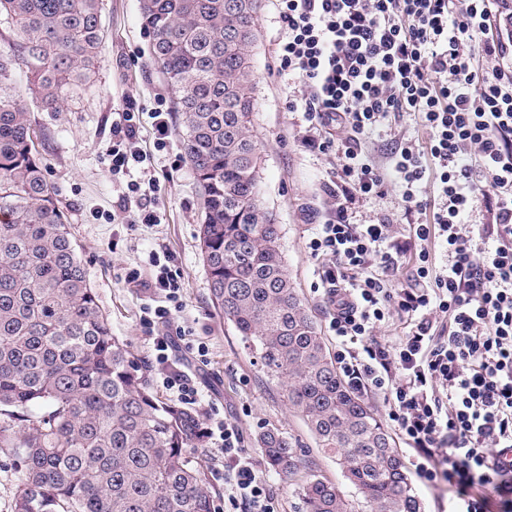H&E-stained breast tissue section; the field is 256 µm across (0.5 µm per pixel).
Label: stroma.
Returning a JSON list of instances; mask_svg holds the SVG:
<instances>
[{
	"instance_id": "1",
	"label": "stroma",
	"mask_w": 512,
	"mask_h": 512,
	"mask_svg": "<svg viewBox=\"0 0 512 512\" xmlns=\"http://www.w3.org/2000/svg\"><path fill=\"white\" fill-rule=\"evenodd\" d=\"M102 26L101 59L89 81L67 94L62 111H45L30 98L23 66H12L7 79L0 81V89L26 99L46 177L56 186L69 214L88 279L113 334L124 340L136 360L154 364L153 340L140 324L141 311L151 296L128 283L126 275L143 265L150 251L167 253L169 267L183 285L185 308L179 323L190 333L188 343L170 352L169 361L190 372L198 390L192 409L199 421L216 413L238 425L244 446L269 479L281 512H301L299 491L311 474L336 485L353 512H365L361 495L346 480L335 456L319 446L301 417L289 409L280 385L266 378L258 358L246 349L234 326L211 305L199 239L201 202L179 130H172L161 150L154 147L150 126L140 132V147L150 154L160 180L155 200L164 214L162 223L112 222L120 189L128 181L144 179L139 169L127 175L112 173L113 115L129 101L143 112L170 109L175 92L150 59L153 36L143 24L139 0H102ZM280 32L276 0H262L254 57L260 187L280 227L288 274L332 354L336 351V338L329 328L332 308L318 290V263L308 243L315 231L313 217L325 214L322 188L334 180L339 161L336 155L313 153L303 146L308 124L301 112L288 110L286 99L306 96L307 90L299 79L284 78L277 71ZM399 137L428 140L418 118L407 113L392 127L379 128L362 142L361 150L381 160L388 144ZM348 215L354 224L387 221L398 238L406 237L409 225L421 220L420 214L406 211L396 188L381 199H360ZM201 343L209 352L206 362L199 364L191 348ZM267 429L278 430L298 446L301 464L294 476L285 477L268 463L258 444L260 433ZM396 449L412 475L424 512H450L454 487L425 482L416 474L415 452L401 440Z\"/></svg>"
}]
</instances>
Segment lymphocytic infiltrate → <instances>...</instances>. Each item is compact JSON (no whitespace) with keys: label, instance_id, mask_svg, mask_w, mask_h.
Returning <instances> with one entry per match:
<instances>
[{"label":"lymphocytic infiltrate","instance_id":"lymphocytic-infiltrate-1","mask_svg":"<svg viewBox=\"0 0 512 512\" xmlns=\"http://www.w3.org/2000/svg\"><path fill=\"white\" fill-rule=\"evenodd\" d=\"M278 9L279 68L308 90L288 109L302 111L310 151L340 152L324 189L329 212L308 243L334 309L336 368L356 393L384 396L419 458L418 474L455 487L452 512L512 510V466L495 460L512 447V71L475 66L480 56H511L512 45L488 36L491 0H278ZM406 112L420 116L427 144L398 147L387 165L371 163L361 140ZM142 118L129 105L113 120V174L146 162ZM431 179L439 183L432 199L422 194ZM392 184L406 209L426 215L407 238H393L385 222H349V204L384 196ZM158 190L153 175L128 183L124 211L159 223L150 205ZM480 198L495 217L486 229L496 240L491 249L463 221ZM436 238L445 250L438 267L427 249ZM414 246L417 279L394 287ZM147 265L127 278L162 299L144 307L141 323L154 330L163 363L184 335L175 326L181 284L159 252ZM393 312L407 332L390 346L373 333ZM203 435L224 458L230 512H279L238 426L213 415Z\"/></svg>","mask_w":512,"mask_h":512}]
</instances>
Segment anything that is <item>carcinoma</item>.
Segmentation results:
<instances>
[{"mask_svg":"<svg viewBox=\"0 0 512 512\" xmlns=\"http://www.w3.org/2000/svg\"><path fill=\"white\" fill-rule=\"evenodd\" d=\"M141 0L152 58L179 97L175 112L197 181L203 261L216 313L285 387L289 407L336 454L366 512H423L391 435L326 352L295 291L279 225L259 187L254 129L260 0ZM17 39L0 78L27 69L49 112L89 78L103 49L99 0H0ZM197 416L160 400L149 366L112 335L57 190L46 179L25 102L0 92V452L22 473L13 512H212L190 451ZM259 444L291 476L298 449L275 430ZM305 512H350L335 485L301 488Z\"/></svg>","mask_w":512,"mask_h":512,"instance_id":"carcinoma-1","label":"carcinoma"}]
</instances>
